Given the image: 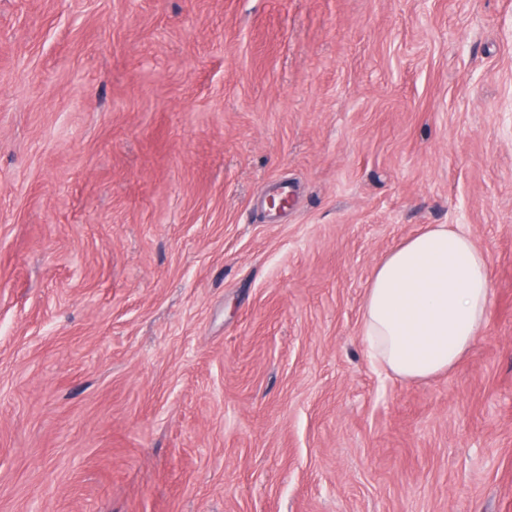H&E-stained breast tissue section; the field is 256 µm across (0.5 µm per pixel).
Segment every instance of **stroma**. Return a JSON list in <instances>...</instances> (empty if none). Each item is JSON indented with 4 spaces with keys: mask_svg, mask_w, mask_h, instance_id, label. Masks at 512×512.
I'll use <instances>...</instances> for the list:
<instances>
[{
    "mask_svg": "<svg viewBox=\"0 0 512 512\" xmlns=\"http://www.w3.org/2000/svg\"><path fill=\"white\" fill-rule=\"evenodd\" d=\"M430 224L490 305L405 380ZM0 512H512V0H0ZM490 275L484 252L460 227L431 224L375 267L361 336L388 372L421 380L450 371L484 325Z\"/></svg>",
    "mask_w": 512,
    "mask_h": 512,
    "instance_id": "obj_1",
    "label": "stroma"
}]
</instances>
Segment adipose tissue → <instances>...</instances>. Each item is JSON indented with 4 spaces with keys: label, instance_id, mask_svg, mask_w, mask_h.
<instances>
[{
    "label": "adipose tissue",
    "instance_id": "ef3b65f1",
    "mask_svg": "<svg viewBox=\"0 0 512 512\" xmlns=\"http://www.w3.org/2000/svg\"><path fill=\"white\" fill-rule=\"evenodd\" d=\"M490 275L484 252L460 227L431 224L375 267L363 303L369 358L408 380L450 371L484 325Z\"/></svg>",
    "mask_w": 512,
    "mask_h": 512
}]
</instances>
